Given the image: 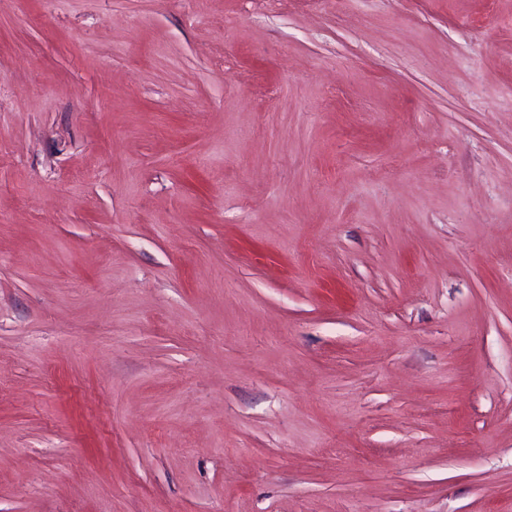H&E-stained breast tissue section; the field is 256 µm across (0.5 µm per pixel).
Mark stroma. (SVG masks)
<instances>
[{"mask_svg":"<svg viewBox=\"0 0 512 512\" xmlns=\"http://www.w3.org/2000/svg\"><path fill=\"white\" fill-rule=\"evenodd\" d=\"M0 512H512V0H0Z\"/></svg>","mask_w":512,"mask_h":512,"instance_id":"1","label":"stroma"}]
</instances>
